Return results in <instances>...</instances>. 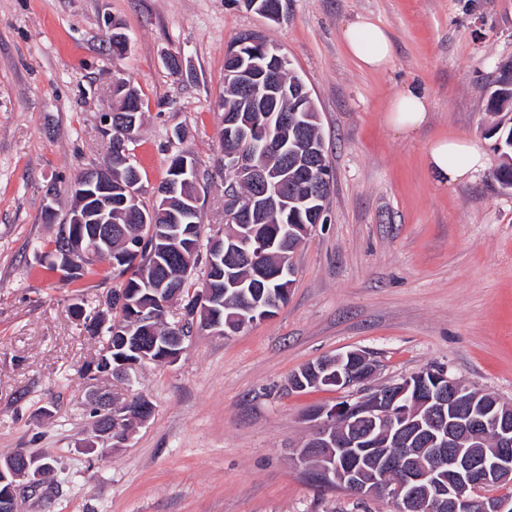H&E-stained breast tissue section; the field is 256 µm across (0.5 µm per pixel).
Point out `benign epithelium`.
<instances>
[{"label": "benign epithelium", "instance_id": "obj_1", "mask_svg": "<svg viewBox=\"0 0 512 512\" xmlns=\"http://www.w3.org/2000/svg\"><path fill=\"white\" fill-rule=\"evenodd\" d=\"M248 44L259 48L260 57L268 59L269 66H285L283 56L253 34L241 36L228 54L241 60L243 55L237 49ZM235 131L251 148L226 157L224 162L238 176L256 183L259 193L246 203L224 195V220L231 231V242L243 236L235 225L253 222L267 204L288 195L287 184L274 182L266 171L254 165L253 155L262 146V142L252 139L258 135L257 128L247 131L237 127ZM91 181L112 183V159L85 171L81 182ZM70 217L71 223L59 227L63 249L57 253V260L64 266L76 264L79 256L91 255L94 245L105 240L108 233L101 225L84 236L78 207L73 208ZM246 313L243 321L254 323L273 316V309L257 302ZM307 368L325 386L339 389L358 386L373 372L372 362L357 351L339 354L329 362L310 363ZM470 393V386L448 376L445 370H420L368 397L313 413L316 430L310 441L297 449V459L304 465L318 460L317 472L324 483L337 482L361 498L383 496L391 501L394 512H425L430 504H446L450 512H512V497L477 495L481 487L512 477V426L506 415H493L488 408L466 404ZM90 399L100 414L113 418L110 394L93 389ZM439 415L448 416V427L428 431V438L422 440L424 447L411 448L402 457L387 449L374 469L361 466V453L377 447L379 439H385L387 444L407 445L424 430V423ZM490 434L494 437L493 448L484 445V438ZM13 459L19 461V469L11 471L9 478H0V485H7L0 493V501L14 512L16 482L38 486L46 464L42 458L25 452Z\"/></svg>", "mask_w": 512, "mask_h": 512}]
</instances>
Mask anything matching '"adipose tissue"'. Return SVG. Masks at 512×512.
I'll use <instances>...</instances> for the list:
<instances>
[{"mask_svg":"<svg viewBox=\"0 0 512 512\" xmlns=\"http://www.w3.org/2000/svg\"><path fill=\"white\" fill-rule=\"evenodd\" d=\"M348 55L361 69L387 70L393 62V43L386 28L371 17L361 16L346 25L340 35ZM427 95L416 87L397 94L385 115L386 123L402 133L419 129L427 120ZM425 160L434 182L449 186L479 178L487 168L485 154L470 141L438 139L432 142Z\"/></svg>","mask_w":512,"mask_h":512,"instance_id":"ef3b65f1","label":"adipose tissue"}]
</instances>
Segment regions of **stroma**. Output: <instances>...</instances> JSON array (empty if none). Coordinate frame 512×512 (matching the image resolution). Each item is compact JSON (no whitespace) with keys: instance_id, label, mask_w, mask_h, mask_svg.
I'll return each mask as SVG.
<instances>
[{"instance_id":"35a3bbf8","label":"stroma","mask_w":512,"mask_h":512,"mask_svg":"<svg viewBox=\"0 0 512 512\" xmlns=\"http://www.w3.org/2000/svg\"><path fill=\"white\" fill-rule=\"evenodd\" d=\"M361 15L391 35L386 71L345 52L340 32ZM115 23L130 37L119 60L105 41ZM246 32L276 45L311 93L333 173L327 221L294 253L274 317L226 337L195 332L176 362L145 363L131 382L87 381L100 344L70 308L75 288L35 267L34 243L58 232L47 193L57 188L65 218L67 183L107 155L100 118L121 76L143 103V204L188 151L209 174L203 233H223L224 55ZM509 58L512 0H282L277 22L243 0H0V462L24 451L54 467L51 495L20 489L17 512H393L385 498L317 487L293 459L313 409L367 389L292 391L289 380L347 351L373 360L375 387L441 368L512 405V190L491 174L498 117L486 110ZM410 86L425 90L429 116L402 134L384 114ZM439 138L475 143L487 172L436 185L425 152ZM94 387L153 404L121 447L83 445Z\"/></svg>"}]
</instances>
